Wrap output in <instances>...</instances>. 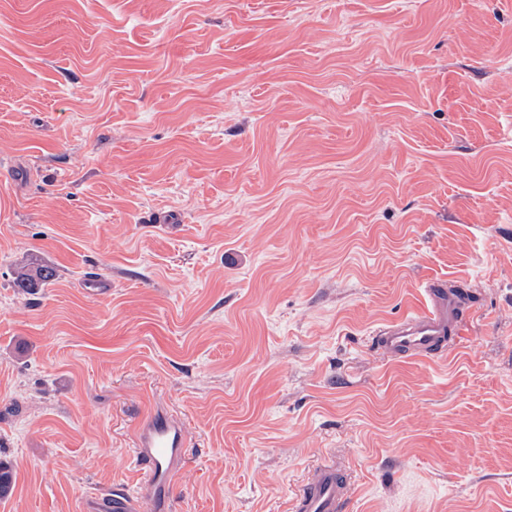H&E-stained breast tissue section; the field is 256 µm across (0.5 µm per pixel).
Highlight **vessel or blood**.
Returning <instances> with one entry per match:
<instances>
[{
    "label": "vessel or blood",
    "mask_w": 512,
    "mask_h": 512,
    "mask_svg": "<svg viewBox=\"0 0 512 512\" xmlns=\"http://www.w3.org/2000/svg\"><path fill=\"white\" fill-rule=\"evenodd\" d=\"M463 302L441 282L423 288V308L403 319L377 327L373 340L391 359L450 351L463 332ZM190 439L185 426L157 411L136 431L135 459L147 472V492L136 497L121 488L105 492L112 512H172V487L187 464ZM351 498L345 474L332 464L315 468L291 500V512H344Z\"/></svg>",
    "instance_id": "1"
}]
</instances>
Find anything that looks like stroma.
Listing matches in <instances>:
<instances>
[{"mask_svg": "<svg viewBox=\"0 0 512 512\" xmlns=\"http://www.w3.org/2000/svg\"><path fill=\"white\" fill-rule=\"evenodd\" d=\"M434 279L463 339L373 350ZM156 410L176 512L327 458L349 512H512V0H0V512L136 490ZM15 284L18 288L32 290L51 284L56 276L53 266L44 264L40 266L19 265L15 270Z\"/></svg>", "mask_w": 512, "mask_h": 512, "instance_id": "obj_1", "label": "stroma"}]
</instances>
